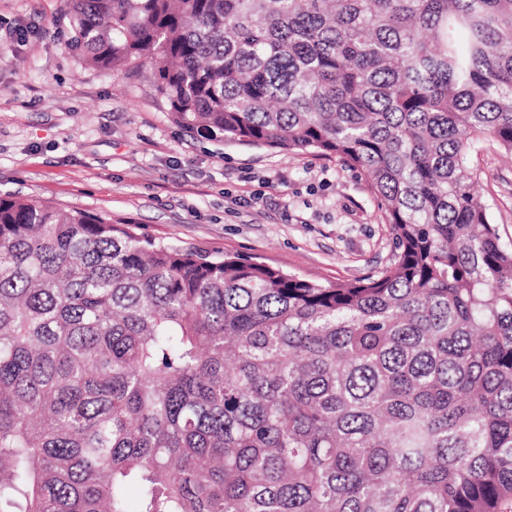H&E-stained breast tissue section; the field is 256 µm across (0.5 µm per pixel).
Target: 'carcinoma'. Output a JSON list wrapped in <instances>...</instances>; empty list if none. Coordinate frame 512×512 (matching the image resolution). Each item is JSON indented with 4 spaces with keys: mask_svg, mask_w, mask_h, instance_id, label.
<instances>
[{
    "mask_svg": "<svg viewBox=\"0 0 512 512\" xmlns=\"http://www.w3.org/2000/svg\"><path fill=\"white\" fill-rule=\"evenodd\" d=\"M66 4L185 132L358 171L394 253L324 285L0 197V512H508L512 241L471 156L512 153V0Z\"/></svg>",
    "mask_w": 512,
    "mask_h": 512,
    "instance_id": "cac0c4a2",
    "label": "carcinoma"
}]
</instances>
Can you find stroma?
Wrapping results in <instances>:
<instances>
[{
    "instance_id": "1",
    "label": "stroma",
    "mask_w": 512,
    "mask_h": 512,
    "mask_svg": "<svg viewBox=\"0 0 512 512\" xmlns=\"http://www.w3.org/2000/svg\"><path fill=\"white\" fill-rule=\"evenodd\" d=\"M0 195L89 212L158 242L238 255L322 284L389 264L393 235L336 158L193 136L150 67L107 72L69 45L63 0H0ZM477 190L512 240V155L474 154Z\"/></svg>"
}]
</instances>
